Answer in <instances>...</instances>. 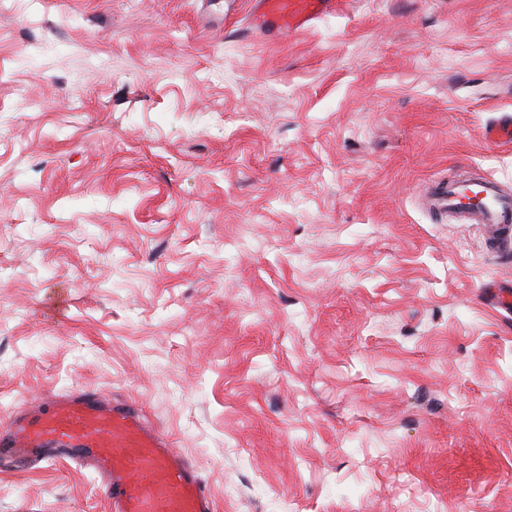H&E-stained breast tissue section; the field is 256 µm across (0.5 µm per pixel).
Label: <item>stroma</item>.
I'll return each mask as SVG.
<instances>
[{"label": "stroma", "mask_w": 512, "mask_h": 512, "mask_svg": "<svg viewBox=\"0 0 512 512\" xmlns=\"http://www.w3.org/2000/svg\"><path fill=\"white\" fill-rule=\"evenodd\" d=\"M0 0V421L138 403L216 512H512V0ZM0 512H107L64 459ZM339 3V0H255L252 24L266 35H290L334 13ZM433 205L440 212L475 216L481 224L506 233L512 224V198L502 195L495 182L486 177L435 181Z\"/></svg>", "instance_id": "1"}]
</instances>
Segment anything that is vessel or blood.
Segmentation results:
<instances>
[{"label":"vessel or blood","mask_w":512,"mask_h":512,"mask_svg":"<svg viewBox=\"0 0 512 512\" xmlns=\"http://www.w3.org/2000/svg\"><path fill=\"white\" fill-rule=\"evenodd\" d=\"M339 0H255L252 24L266 35L303 31L335 12ZM440 212L471 215L512 228V198L486 177L437 181ZM60 454L99 475L111 512H215L198 471L151 426L133 402L90 390L53 397L46 409L13 414L0 423V464Z\"/></svg>","instance_id":"obj_1"}]
</instances>
